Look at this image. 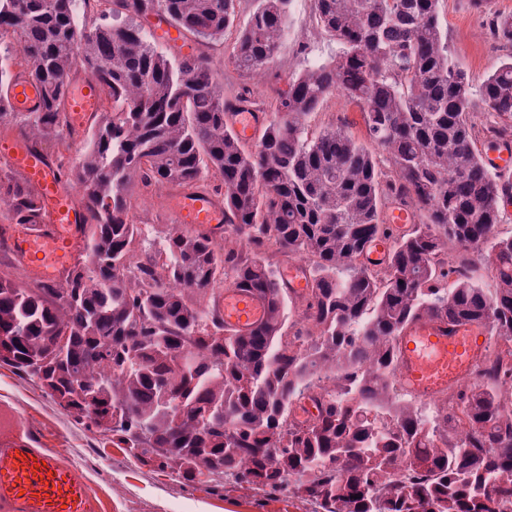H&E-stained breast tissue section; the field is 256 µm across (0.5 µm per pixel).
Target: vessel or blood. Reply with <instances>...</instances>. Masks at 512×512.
<instances>
[{"label": "vessel or blood", "instance_id": "vessel-or-blood-1", "mask_svg": "<svg viewBox=\"0 0 512 512\" xmlns=\"http://www.w3.org/2000/svg\"><path fill=\"white\" fill-rule=\"evenodd\" d=\"M66 112L75 136H83L101 111L104 89L89 75L72 73ZM7 97L14 111L34 112L42 103L39 82L16 70ZM266 113L244 107L225 115L227 124L246 141L254 139ZM7 141L11 165L36 187L44 222L31 231L16 226L5 235L17 263L29 266L38 278L65 283L75 256L83 247V209L76 189L63 181L47 155L24 139L0 134ZM168 208L178 224L211 235L222 230V198L194 190L169 195ZM214 306L227 331L243 336L261 325L268 313L263 295L225 288ZM486 335L478 321L451 322L420 315L405 323L394 340L398 355L395 379L408 393L434 397L448 387L469 382L482 354ZM0 512H96L86 484L73 466L43 448L32 447L17 435L9 420L0 421Z\"/></svg>", "mask_w": 512, "mask_h": 512}]
</instances>
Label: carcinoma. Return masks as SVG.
I'll return each instance as SVG.
<instances>
[{
  "label": "carcinoma",
  "instance_id": "cac0c4a2",
  "mask_svg": "<svg viewBox=\"0 0 512 512\" xmlns=\"http://www.w3.org/2000/svg\"><path fill=\"white\" fill-rule=\"evenodd\" d=\"M89 2L0 0V125L35 146L60 144L68 75L82 69L106 91L79 162L56 160L83 190V258L64 284L0 278V362L37 377L91 427L118 418L113 445L186 477L206 471L281 490L294 473L293 493L318 512H497L512 499V391L498 384L512 380V236L497 231L512 174L488 167L477 144L512 142V54L475 86L448 51L441 0H315L339 52L292 72L262 106L246 85L224 93L209 57L159 52L141 20L200 41L233 32L231 59L253 74L274 61L293 0ZM488 32L512 46V15L491 18ZM18 68L42 86L37 112L10 108ZM338 90L361 106L364 138L344 122L310 132ZM476 93L497 116L481 129L471 120ZM243 104L269 113L253 148L224 121ZM134 176L224 197L226 226L245 234L251 258L174 230L124 274L140 241ZM396 205L419 222L393 241L380 277L360 257L390 235L385 211ZM0 216L42 223L36 190L8 166ZM449 240L487 255L496 288L466 262L448 266ZM297 256L313 269L302 310L277 275ZM226 282L268 298L267 320L248 336L225 332L200 304ZM293 313L315 325L317 341L288 335ZM424 313L481 321L494 339L489 381L428 415L387 397L392 340ZM317 383L326 390L317 421L289 426V400ZM175 402L195 414L176 422ZM403 463L416 478L395 488L388 478Z\"/></svg>",
  "mask_w": 512,
  "mask_h": 512
}]
</instances>
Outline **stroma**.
<instances>
[{
	"instance_id": "35a3bbf8",
	"label": "stroma",
	"mask_w": 512,
	"mask_h": 512,
	"mask_svg": "<svg viewBox=\"0 0 512 512\" xmlns=\"http://www.w3.org/2000/svg\"><path fill=\"white\" fill-rule=\"evenodd\" d=\"M440 22L448 33V50L474 81H481L512 48L494 42L487 23L495 15H511L512 0H441ZM232 36L204 45L214 68L224 76V88L250 85L258 101H268L273 89L286 85L292 71L307 60L327 61L339 50L320 32L314 0H293L287 32L281 37L270 75H244L230 60ZM165 189L132 184L131 211L143 228L141 259H148L161 238L175 228L164 207ZM0 410L16 415L37 448L54 451L84 478L98 512H309V502L284 490L263 492L233 481L218 482L203 474L181 477L169 468L143 463L108 442L96 428L59 406L37 377L0 363Z\"/></svg>"
}]
</instances>
